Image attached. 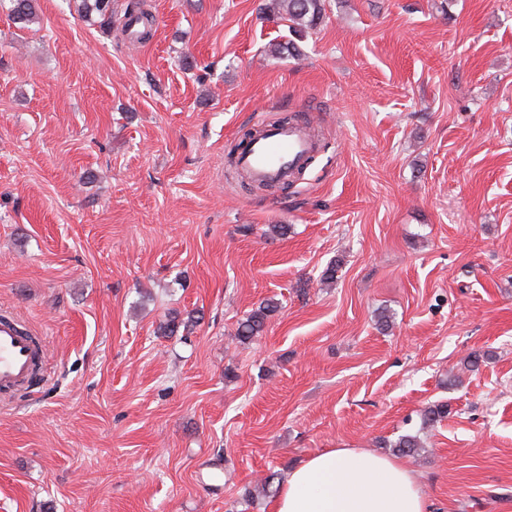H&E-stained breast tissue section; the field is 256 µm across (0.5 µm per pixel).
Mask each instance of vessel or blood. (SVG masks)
Segmentation results:
<instances>
[{
	"mask_svg": "<svg viewBox=\"0 0 512 512\" xmlns=\"http://www.w3.org/2000/svg\"><path fill=\"white\" fill-rule=\"evenodd\" d=\"M313 155L310 138L292 124L258 128L238 157L241 171L257 181H288ZM41 347L11 319L0 321V389L25 386L34 375Z\"/></svg>",
	"mask_w": 512,
	"mask_h": 512,
	"instance_id": "b4317fda",
	"label": "vessel or blood"
}]
</instances>
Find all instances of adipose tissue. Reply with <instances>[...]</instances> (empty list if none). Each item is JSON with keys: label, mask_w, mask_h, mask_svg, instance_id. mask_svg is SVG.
Instances as JSON below:
<instances>
[{"label": "adipose tissue", "mask_w": 512, "mask_h": 512, "mask_svg": "<svg viewBox=\"0 0 512 512\" xmlns=\"http://www.w3.org/2000/svg\"><path fill=\"white\" fill-rule=\"evenodd\" d=\"M274 512H428L403 461L355 448H332L295 466Z\"/></svg>", "instance_id": "adipose-tissue-1"}]
</instances>
